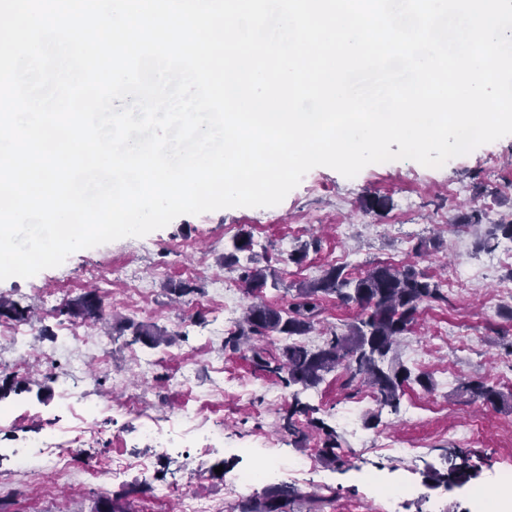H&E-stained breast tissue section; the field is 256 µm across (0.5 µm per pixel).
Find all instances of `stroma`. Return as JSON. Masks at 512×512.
Instances as JSON below:
<instances>
[{"mask_svg":"<svg viewBox=\"0 0 512 512\" xmlns=\"http://www.w3.org/2000/svg\"><path fill=\"white\" fill-rule=\"evenodd\" d=\"M455 184L466 186V194L449 195ZM476 209L486 224L512 220V135L440 168L394 160L368 165L349 179L316 167L277 206L183 215L146 236L75 251L32 278L0 281L1 298L32 311L24 323L31 331L28 347L56 351L62 367L73 370L76 387L73 404H66L48 369L15 373L16 349L0 342V381L11 386L0 398V491L9 496L11 512H93L103 496L122 497L130 512H180L177 499L155 500L153 486H182L198 499L220 502L235 474L302 455L311 457L310 468L280 479L299 494L290 512H344L350 500L363 502L362 512H474L472 490L496 488L498 473L512 468V400L485 406L458 390L466 379L512 390V298L500 294L512 285V265L494 258L512 242L478 246L477 234L463 225ZM243 234L253 241V259L275 271L277 286L262 295L273 306L287 305L296 286L336 265L343 251L352 258L351 275L377 262L409 264L439 284L447 302L421 304L391 353L413 375L398 409L349 393L340 367L316 388L285 386L259 366L279 358L282 337L225 348V328L241 322L251 299L237 291L229 316L209 297L217 280L237 281V270L223 259ZM133 279L147 292L146 310L136 309L128 292ZM172 284L190 285L192 292L176 297L167 291ZM91 289L114 317L110 328L80 321L84 340L57 349L54 334L73 322L60 307ZM355 315V308L326 298L303 343L320 346L329 331H347ZM132 324L165 330L174 342L127 346L123 333ZM102 351L107 368L97 383L84 384ZM142 361L151 363L149 374L139 369ZM179 373L188 383L176 388L169 380ZM419 374L428 377V386L416 383ZM135 396L156 417L188 409L205 428L221 424L223 435L206 441L192 433L180 447L160 453L142 437L140 418L126 409ZM298 402L310 413L294 414ZM80 410L93 420L96 436L76 449L68 476L45 477L43 493H34L30 474L13 464V450L48 426L76 425ZM289 416L297 427L293 435L283 427ZM327 427L338 443L332 462L321 455ZM389 441L418 453L392 454L384 448ZM459 448L470 451L474 477L433 483L432 473H446L449 451ZM116 457L133 467L113 483L101 471ZM392 484L408 492L389 504L378 488Z\"/></svg>","mask_w":512,"mask_h":512,"instance_id":"obj_1","label":"stroma"}]
</instances>
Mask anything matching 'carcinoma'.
Segmentation results:
<instances>
[{
    "label": "carcinoma",
    "instance_id": "1",
    "mask_svg": "<svg viewBox=\"0 0 512 512\" xmlns=\"http://www.w3.org/2000/svg\"><path fill=\"white\" fill-rule=\"evenodd\" d=\"M501 237L512 241V221L488 225L482 245L488 247ZM251 245V238L242 235L233 241L231 250L224 253V266L240 270V279L254 296L242 324L225 337L224 347L236 350L252 336L275 335L288 339L304 336L312 329L311 319L321 299L333 296L345 306L358 308L348 331L332 334L317 349L299 342L288 343L282 347L277 365L271 367L264 361L258 365L270 372H286L288 384L304 390L317 386L325 374L341 366L349 373L347 384L360 380L374 390L381 405L397 407L410 374L386 360L398 338L415 320L420 303L446 300L431 277L410 265L400 268L378 263L358 277L349 276L341 267L331 266L319 277L300 283L294 301L285 310L261 299L268 281L275 279L274 272L265 266L240 264L239 253L250 250ZM59 314L80 316L94 324L105 320L94 290L65 304ZM3 315L24 321L30 317V309L0 298V316ZM131 343L157 348L170 345L172 338L158 328L140 325L135 327ZM460 389L472 400L491 406L512 398V392L506 394L482 381L465 380ZM455 458L457 461L452 463L449 476L470 477V452L459 450ZM297 498L298 493L291 487L268 485L261 494L241 501L236 512H288V506Z\"/></svg>",
    "mask_w": 512,
    "mask_h": 512
}]
</instances>
